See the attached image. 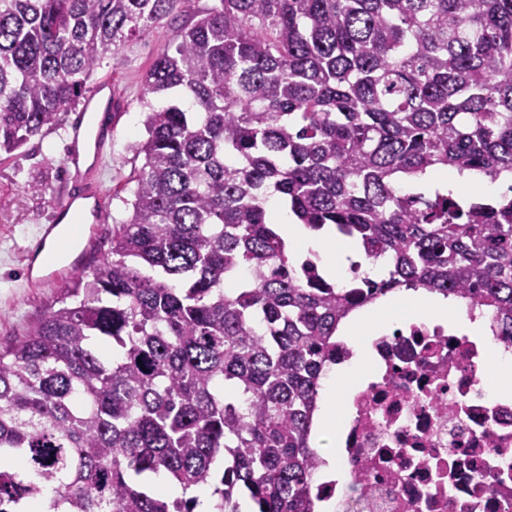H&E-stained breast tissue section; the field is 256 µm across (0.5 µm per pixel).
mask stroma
Here are the masks:
<instances>
[{"instance_id":"obj_1","label":"stroma","mask_w":512,"mask_h":512,"mask_svg":"<svg viewBox=\"0 0 512 512\" xmlns=\"http://www.w3.org/2000/svg\"><path fill=\"white\" fill-rule=\"evenodd\" d=\"M177 23L166 19L124 44L117 58H108L92 80L111 77L127 107L117 113L112 142L98 174L110 199L109 218L100 225L91 247L92 261L108 250L112 227L132 214L134 177L144 162L133 146L145 137L144 75L160 49L171 44ZM65 132L48 131L32 138L12 156H0V344L11 342L37 322L58 293L50 283H27L23 254L35 240L59 194L58 176L66 157Z\"/></svg>"}]
</instances>
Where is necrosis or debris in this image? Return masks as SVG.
Wrapping results in <instances>:
<instances>
[{
  "label": "necrosis or debris",
  "instance_id": "4bbe7bcc",
  "mask_svg": "<svg viewBox=\"0 0 512 512\" xmlns=\"http://www.w3.org/2000/svg\"><path fill=\"white\" fill-rule=\"evenodd\" d=\"M407 319L374 336V359L343 397V479L313 477L330 512H512V387L485 379L512 363L496 312Z\"/></svg>",
  "mask_w": 512,
  "mask_h": 512
}]
</instances>
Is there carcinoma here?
Listing matches in <instances>:
<instances>
[{"mask_svg":"<svg viewBox=\"0 0 512 512\" xmlns=\"http://www.w3.org/2000/svg\"><path fill=\"white\" fill-rule=\"evenodd\" d=\"M189 0H0V153L63 124L108 54ZM144 78L129 220L0 349V512H313L310 429L338 329L397 290L512 321V0H213ZM361 245L349 284L290 258L269 210ZM421 180H426L434 185H446L448 188H468L473 190L477 195L488 194L493 191V187L478 176L456 171H443L438 173L430 172ZM152 480L159 492L163 495L170 497H180L182 495H186L187 497H196L197 506L194 510L195 512H213V503L210 495L199 488L187 490L185 493L179 485L170 483L163 473L157 474L156 477L152 478Z\"/></svg>","mask_w":512,"mask_h":512,"instance_id":"1","label":"carcinoma"}]
</instances>
